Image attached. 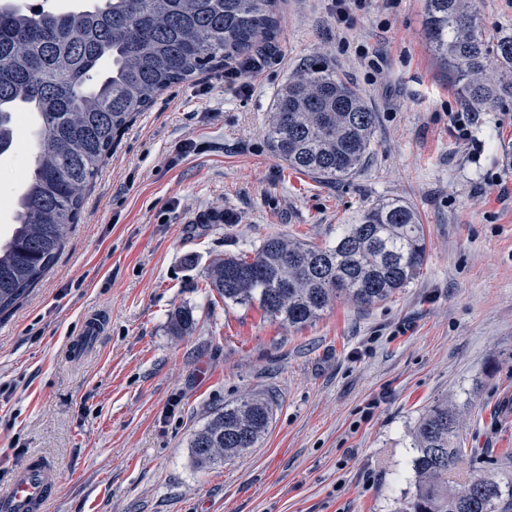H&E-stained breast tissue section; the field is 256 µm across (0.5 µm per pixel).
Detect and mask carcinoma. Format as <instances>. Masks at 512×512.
I'll return each instance as SVG.
<instances>
[{"mask_svg": "<svg viewBox=\"0 0 512 512\" xmlns=\"http://www.w3.org/2000/svg\"><path fill=\"white\" fill-rule=\"evenodd\" d=\"M434 51L461 102L487 112L512 101V31L489 37L476 0H425ZM278 0H91L69 11L0 0V155L13 148L17 119L36 121L35 166L0 243V314L11 312L55 264L86 191L135 112L206 68L275 50ZM376 127L355 85L317 59L277 94L267 138L296 172L342 179L371 152ZM426 240L415 208L400 199L368 206L322 246L269 236L252 254L216 262L209 287L224 303L259 304L293 328L312 324L337 300L372 307L423 272ZM193 312L176 313L185 332ZM273 400L246 395L224 405L191 437L198 467L230 461L267 434ZM414 491L397 512H512V477L493 473L456 487L450 476L476 455L455 413L430 405L414 432Z\"/></svg>", "mask_w": 512, "mask_h": 512, "instance_id": "carcinoma-1", "label": "carcinoma"}]
</instances>
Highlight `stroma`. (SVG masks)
<instances>
[{"mask_svg":"<svg viewBox=\"0 0 512 512\" xmlns=\"http://www.w3.org/2000/svg\"><path fill=\"white\" fill-rule=\"evenodd\" d=\"M332 11L280 0L277 50L250 90L203 71L119 138L52 271L0 315V488L37 454L57 469L49 512H397L413 489L412 430L441 399L466 447L485 451L462 478L512 474V103L457 141L462 106L423 0H368L347 30ZM312 58L376 115L371 155L336 182L293 172L267 143L278 89ZM31 134L0 155V197L24 188ZM390 198L417 210L427 262L383 303L341 299L297 329L207 286L224 255L269 235L328 243ZM185 308L195 324L179 335ZM247 393L275 399L267 434L198 468L191 435Z\"/></svg>","mask_w":512,"mask_h":512,"instance_id":"stroma-1","label":"stroma"}]
</instances>
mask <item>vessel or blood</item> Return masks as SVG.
<instances>
[{
    "instance_id": "obj_1",
    "label": "vessel or blood",
    "mask_w": 512,
    "mask_h": 512,
    "mask_svg": "<svg viewBox=\"0 0 512 512\" xmlns=\"http://www.w3.org/2000/svg\"><path fill=\"white\" fill-rule=\"evenodd\" d=\"M56 490L53 470L41 456H31L0 489V512H46Z\"/></svg>"
}]
</instances>
